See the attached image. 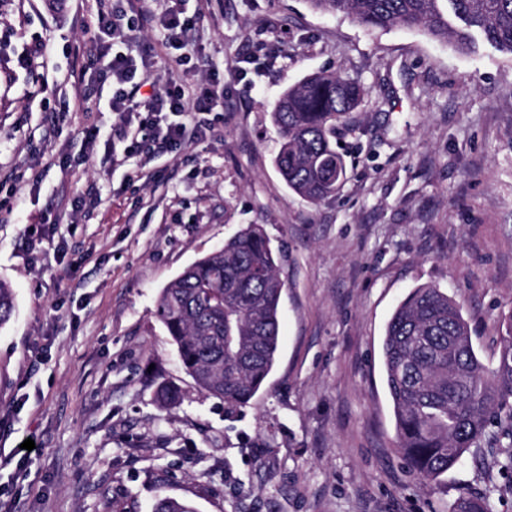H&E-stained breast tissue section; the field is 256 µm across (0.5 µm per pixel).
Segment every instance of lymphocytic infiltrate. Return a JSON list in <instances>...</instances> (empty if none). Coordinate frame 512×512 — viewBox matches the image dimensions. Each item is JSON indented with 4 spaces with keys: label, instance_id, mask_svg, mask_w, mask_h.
I'll list each match as a JSON object with an SVG mask.
<instances>
[{
    "label": "lymphocytic infiltrate",
    "instance_id": "lymphocytic-infiltrate-1",
    "mask_svg": "<svg viewBox=\"0 0 512 512\" xmlns=\"http://www.w3.org/2000/svg\"><path fill=\"white\" fill-rule=\"evenodd\" d=\"M96 4L90 50L101 62L100 80L112 83L107 109L117 119L114 138L121 143L134 141L142 130H149L160 154L192 142L206 125L207 114L223 111V97L177 75L171 76V87L165 93L142 94V85L135 80L137 60L119 46L128 42L139 26L152 21V12L144 5L125 9L123 0H96Z\"/></svg>",
    "mask_w": 512,
    "mask_h": 512
}]
</instances>
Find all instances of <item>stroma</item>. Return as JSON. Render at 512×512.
Instances as JSON below:
<instances>
[{"instance_id": "stroma-1", "label": "stroma", "mask_w": 512, "mask_h": 512, "mask_svg": "<svg viewBox=\"0 0 512 512\" xmlns=\"http://www.w3.org/2000/svg\"><path fill=\"white\" fill-rule=\"evenodd\" d=\"M87 5L0 0V281L15 294L0 326V512H152L164 496L198 512H449L492 486V512H512V441L431 483L412 476L381 352L396 306L435 286L496 361L512 320V56L308 0H184L183 78L210 84L224 112L175 152L143 139L116 164L112 115L92 105L112 86L84 50ZM171 5L154 0L130 44L156 53L145 95L170 79ZM322 70L365 94L336 135L347 179L312 205L274 166L271 111ZM250 224L280 253V345L263 388L228 408L153 312ZM164 385L179 391L166 407ZM30 437L33 459L6 463Z\"/></svg>"}]
</instances>
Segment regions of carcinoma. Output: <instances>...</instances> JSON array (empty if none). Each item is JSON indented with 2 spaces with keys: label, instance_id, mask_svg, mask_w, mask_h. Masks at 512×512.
<instances>
[{
  "label": "carcinoma",
  "instance_id": "carcinoma-1",
  "mask_svg": "<svg viewBox=\"0 0 512 512\" xmlns=\"http://www.w3.org/2000/svg\"><path fill=\"white\" fill-rule=\"evenodd\" d=\"M324 13L347 14L368 29L421 28L460 51L477 42L512 54V0H309ZM364 98L360 82L318 72L288 87L271 112L282 144L274 158L295 194L324 201L346 179L336 129ZM284 283L270 239L250 225L187 267L162 289L155 317L197 386L228 407L260 390L279 348ZM14 293L0 282V326L11 318ZM398 448L410 470L433 481L478 448L497 428L512 440V323L500 336L497 359L485 365L469 325L439 288L411 291L393 311L382 341ZM493 490L459 496L450 512H490ZM154 512H197L164 496Z\"/></svg>",
  "mask_w": 512,
  "mask_h": 512
}]
</instances>
